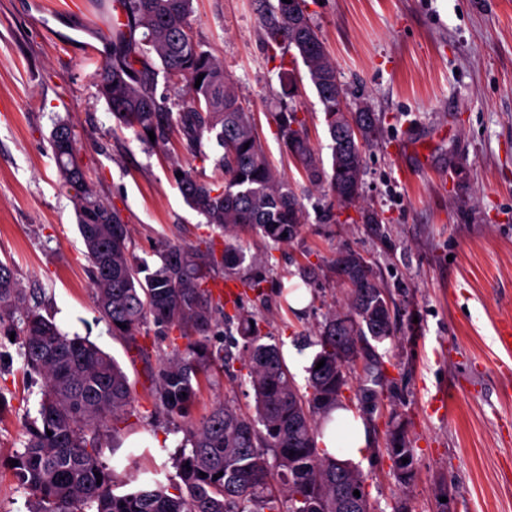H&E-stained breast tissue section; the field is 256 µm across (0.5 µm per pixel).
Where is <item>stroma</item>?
<instances>
[{
    "label": "stroma",
    "mask_w": 512,
    "mask_h": 512,
    "mask_svg": "<svg viewBox=\"0 0 512 512\" xmlns=\"http://www.w3.org/2000/svg\"><path fill=\"white\" fill-rule=\"evenodd\" d=\"M307 11L336 64L349 106L365 105L379 129L364 149L359 208L349 222L327 221L328 191L315 187L288 157L278 113L297 110L314 149L329 158L324 107L296 51L271 58L261 33L259 0H193L192 35L224 66L251 112L261 145L294 184L306 220L287 245L249 233L239 273L260 277L245 313L262 318L284 359L310 347L330 308L346 292L332 259L361 253L387 288L399 328L394 339L367 340L364 366L383 375L367 398L363 368L343 404L369 423L372 447L359 470L376 512L395 502L408 512H512V355L497 343L512 322V0H306ZM100 0H0V260L34 289L42 314L63 333L89 338L114 356L132 387L130 416L107 466L130 462L177 481L175 460L188 422L218 404L254 408L235 326L215 311L208 340L231 357L230 371L201 379L188 418L157 405L152 381L169 346L149 335L140 347L113 337L96 319L89 262L74 204L59 188L48 138L57 119L81 135L88 180L119 209L133 256L156 265L160 242L198 245L222 231L191 210L172 177L174 166L202 180L217 175L221 154L207 141L206 159L179 141L149 147L117 130L94 78L112 57ZM423 142L419 155L411 143ZM377 223H362L360 210ZM310 289L293 310L289 289ZM0 512H28L29 494L9 461L23 448L41 380L26 373L17 344L0 335ZM448 388L443 410L430 399ZM403 423L415 460L402 481L387 451L391 422Z\"/></svg>",
    "instance_id": "obj_1"
}]
</instances>
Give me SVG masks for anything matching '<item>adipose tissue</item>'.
I'll return each instance as SVG.
<instances>
[{
  "label": "adipose tissue",
  "instance_id": "1",
  "mask_svg": "<svg viewBox=\"0 0 512 512\" xmlns=\"http://www.w3.org/2000/svg\"><path fill=\"white\" fill-rule=\"evenodd\" d=\"M317 442L327 456L354 462L363 458L372 439L365 416L346 407H337L329 411Z\"/></svg>",
  "mask_w": 512,
  "mask_h": 512
}]
</instances>
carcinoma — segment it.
<instances>
[{"mask_svg":"<svg viewBox=\"0 0 512 512\" xmlns=\"http://www.w3.org/2000/svg\"><path fill=\"white\" fill-rule=\"evenodd\" d=\"M121 2L127 21L112 29V61L97 73L99 96L117 126L144 144L163 148L176 137L202 160L207 159L204 141L213 139L223 149L215 162L220 176L212 181H201L179 167L175 172L182 173L176 184L186 204L224 230V252L216 256L211 242L203 247L163 243L155 269L137 261L120 211L85 179L74 124L58 121L50 144L59 184L75 202L97 320L131 345L148 322L154 335L170 339V357L159 370L155 396L168 415L184 418L200 377L216 364L228 369L231 363L205 339L220 306L209 280L220 269L226 281L259 286L258 279L236 276L246 260L235 242L238 231L251 228L268 242L289 244L304 224V212L294 187L269 164L250 113L228 86L224 67L193 39L192 0ZM261 27L267 50L295 47L324 106L331 140L327 165L312 147L297 111L280 113L277 125L308 182L328 187L327 213L334 220L335 210L360 203L363 146L376 139V120L366 110L352 112L345 134H338L336 109L346 90L306 3L277 0L262 11ZM160 76L172 85L186 83V97L176 103V112L157 98ZM334 270L348 288L347 301L325 315L316 333L320 350L308 367L306 392H300L279 346L267 342L256 318L237 312L240 300H235L236 312L224 313V319L237 321L243 340L255 399L252 414L219 405L186 428L175 492L153 480L116 493L115 471L100 460V430L112 422V439L118 438L115 423L128 414L132 400L128 377L97 345L62 333L38 305L30 304L15 269L0 261V333L15 334L24 365L42 379L38 417L29 424L23 450L14 456V470L30 495V512H282L283 492L290 502L287 512H373L366 479L351 463L321 453L316 430L329 410L342 405L346 370L361 355L359 341L395 337L392 302L360 253L336 252ZM174 332L185 340L184 346L175 343ZM322 359L324 366L316 368ZM388 453L397 474L412 478L414 457L398 424L390 430ZM356 490L358 497L353 495Z\"/></svg>","mask_w":512,"mask_h":512,"instance_id":"obj_1","label":"carcinoma"}]
</instances>
